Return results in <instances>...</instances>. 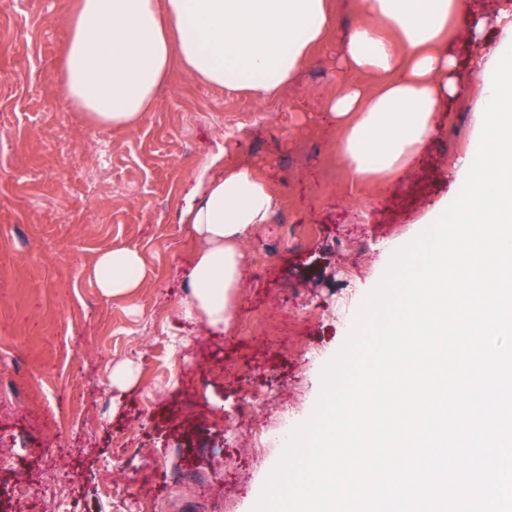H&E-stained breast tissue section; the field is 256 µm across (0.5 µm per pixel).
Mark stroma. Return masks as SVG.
<instances>
[{"label": "stroma", "instance_id": "stroma-1", "mask_svg": "<svg viewBox=\"0 0 512 512\" xmlns=\"http://www.w3.org/2000/svg\"><path fill=\"white\" fill-rule=\"evenodd\" d=\"M73 0H0V512H101L105 489L144 512H251L265 466L308 420L324 361L349 335L358 295L381 279L462 184L475 151L464 24L448 47L459 96L404 171L351 182L341 128L320 107L348 79L336 50L360 0H332L334 24L295 82L260 101L174 69L132 131L90 124L60 86ZM272 183L279 205L245 243L246 272L220 336L178 326L196 245L182 195L224 137ZM141 252L129 300L89 270L105 251ZM127 365L126 389L110 384Z\"/></svg>", "mask_w": 512, "mask_h": 512}]
</instances>
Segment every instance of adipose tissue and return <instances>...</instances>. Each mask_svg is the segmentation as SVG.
<instances>
[{"instance_id": "ef3b65f1", "label": "adipose tissue", "mask_w": 512, "mask_h": 512, "mask_svg": "<svg viewBox=\"0 0 512 512\" xmlns=\"http://www.w3.org/2000/svg\"><path fill=\"white\" fill-rule=\"evenodd\" d=\"M362 19L344 40L340 63L384 77L370 90L348 83L322 105L345 131L339 151L353 179L406 168L435 130L442 105L460 91L448 23L461 0H362ZM469 34L485 72L497 51L485 31L512 28V6L495 17L471 13ZM333 26L330 0H74L62 62L72 106L106 129H137L174 67L224 91L264 100L290 85ZM225 141L192 176L181 223L197 251L176 321L223 334L244 274L245 242L279 198ZM144 272L138 250L100 255L91 275L108 298L133 297Z\"/></svg>"}]
</instances>
